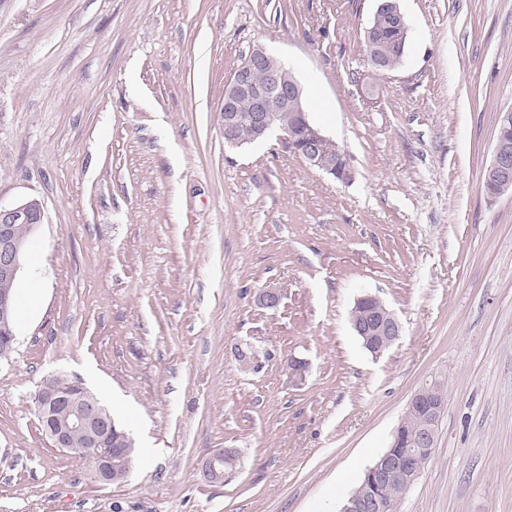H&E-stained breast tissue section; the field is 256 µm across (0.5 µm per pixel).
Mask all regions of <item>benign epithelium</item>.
<instances>
[{"label":"benign epithelium","instance_id":"benign-epithelium-1","mask_svg":"<svg viewBox=\"0 0 512 512\" xmlns=\"http://www.w3.org/2000/svg\"><path fill=\"white\" fill-rule=\"evenodd\" d=\"M257 70L266 72L265 82L253 81L252 74ZM303 89L291 72L286 69L265 48H253L243 62L234 70L224 85V101L220 108L224 127V142L240 145L236 138V127L243 120H249L253 129L252 140H263L271 131L278 129L290 140L294 130L282 124L279 114L268 108V100L276 97L283 111L297 112V127L304 141L302 157L309 167L336 175L333 156L341 152L334 140L313 125L307 112L300 107ZM246 100L250 103V113L240 114L239 104ZM483 183H493L498 191L488 196L495 200L512 191V150L506 142H494L492 159L482 173ZM43 204L37 200H21L9 207L0 205V279L14 284L24 269L27 247L38 226L44 223ZM22 224L24 233L16 231ZM374 302L382 306L377 315L368 317L364 322L351 324L363 346L377 357L390 349L402 336V326L394 311L382 304L372 295L357 298L356 303ZM14 296L11 290L0 291V331L7 336L0 345V360L9 358L13 350L16 327L13 322ZM85 387L76 382L69 391H63L56 384V376L45 377L39 387L37 399L44 421L45 434L56 448L70 450V435L75 430L85 433L90 448H98L113 427L110 412L102 405H95L83 398ZM408 406L418 412L423 419L422 427L416 436L419 448H429L437 438L438 425L446 402L443 399L442 383L434 378L430 385H423L410 397ZM123 442H129L123 438ZM121 442V443H123ZM120 442L116 448H105L96 453L93 460V474L103 484H116L124 481L128 473L112 469V453L121 452ZM238 457L231 448H216L207 453L202 460L201 470L213 483H221L227 473L236 469ZM415 456L407 454L396 456L387 451L376 458L365 470V484L371 490L363 495H353L343 503L340 512H381L383 502L376 496L375 489L383 484L401 483L409 490L415 483Z\"/></svg>","mask_w":512,"mask_h":512}]
</instances>
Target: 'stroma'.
Returning a JSON list of instances; mask_svg holds the SVG:
<instances>
[{"label": "stroma", "mask_w": 512, "mask_h": 512, "mask_svg": "<svg viewBox=\"0 0 512 512\" xmlns=\"http://www.w3.org/2000/svg\"><path fill=\"white\" fill-rule=\"evenodd\" d=\"M399 4L410 46L381 78L373 0H0V204L45 208L16 286L38 306L0 363V512H339L436 374L437 445L397 512H512V194L481 183L512 0ZM257 45L349 183L277 130L225 145L224 83ZM365 293L403 326L378 358L349 322ZM49 374L130 431L124 482L42 434ZM215 448L239 455L221 483ZM238 457L231 448H216L202 460L201 470L210 482L221 483L227 473L236 469Z\"/></svg>", "instance_id": "35a3bbf8"}]
</instances>
